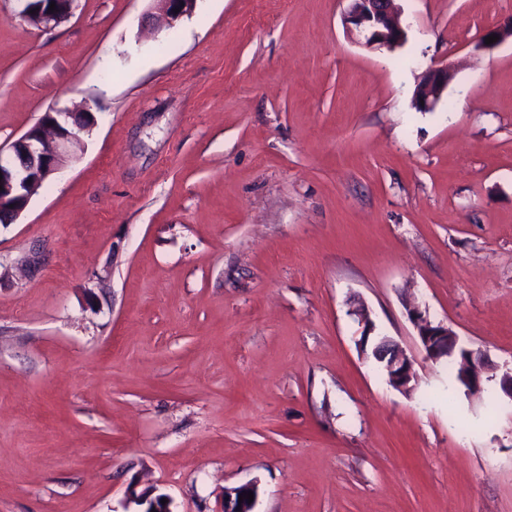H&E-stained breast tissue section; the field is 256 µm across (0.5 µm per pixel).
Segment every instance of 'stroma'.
I'll return each instance as SVG.
<instances>
[{
    "mask_svg": "<svg viewBox=\"0 0 512 512\" xmlns=\"http://www.w3.org/2000/svg\"><path fill=\"white\" fill-rule=\"evenodd\" d=\"M0 0V147L56 109L92 135L0 224V512H512V0ZM453 72L435 111L422 73ZM488 360L475 396L407 302ZM413 359L411 393L353 310ZM25 2L20 15L31 25L37 28L54 26L68 18L73 9L75 0H20ZM51 1L55 2L54 11H49ZM31 10H36L31 14ZM159 5L160 10L166 17V22L169 27H172L182 17L189 15L197 2V0H154ZM175 9H179L175 13ZM343 24L358 43L373 49L392 50L406 39L396 0H345ZM363 40V41H362ZM243 491L252 492L254 494V499L251 503H248V499H243L242 502H239V494H242ZM258 497V486L256 483H248L245 485H241L234 488H228L224 491V502L222 504V512H256L255 506ZM238 504H241V507H238Z\"/></svg>",
    "mask_w": 512,
    "mask_h": 512,
    "instance_id": "1",
    "label": "stroma"
}]
</instances>
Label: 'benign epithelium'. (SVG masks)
I'll list each match as a JSON object with an SVG mask.
<instances>
[{
	"instance_id": "7a95c632",
	"label": "benign epithelium",
	"mask_w": 512,
	"mask_h": 512,
	"mask_svg": "<svg viewBox=\"0 0 512 512\" xmlns=\"http://www.w3.org/2000/svg\"><path fill=\"white\" fill-rule=\"evenodd\" d=\"M20 15L37 28L54 26L68 18L75 0H23ZM55 9L49 10L50 3ZM173 26L190 14L197 0H155ZM343 24L361 44L373 49L392 50L406 39L401 26L395 0H346ZM452 74L448 68L428 70L417 84L413 105L421 112H432L448 89ZM94 116L90 112L52 111L27 130L10 147L9 154L0 149V212L9 214L7 223L16 221L26 210L33 194L57 171L59 157L83 145V136L92 132ZM12 205L5 206L7 201ZM363 324L361 347H371L383 365L389 384L402 392L414 389L418 376L414 361L402 348L387 336L370 337L372 327L367 312L355 310ZM408 315L417 329L418 338L428 360L440 363L445 359L465 353L461 358V378L469 395L483 391L485 357L458 344V337L448 326L430 319L427 309L413 305ZM258 494L256 483H248L224 490L223 512H255L256 502L239 500L243 492Z\"/></svg>"
}]
</instances>
